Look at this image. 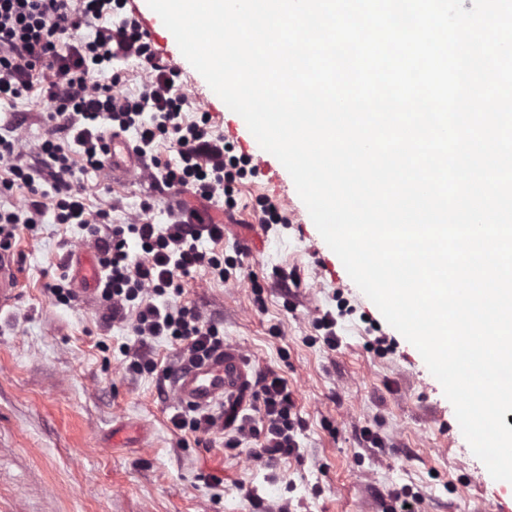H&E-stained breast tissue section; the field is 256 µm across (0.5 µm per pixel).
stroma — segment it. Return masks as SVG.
<instances>
[{
	"mask_svg": "<svg viewBox=\"0 0 512 512\" xmlns=\"http://www.w3.org/2000/svg\"><path fill=\"white\" fill-rule=\"evenodd\" d=\"M48 105L38 95L0 102V128L21 122L40 140ZM238 188L224 217L225 257L241 258L229 280L197 270L180 305L199 308L252 360L288 380L304 427L299 457L255 458V441L225 447V433L174 430L172 386L126 371L128 325L102 307L55 304L48 286L72 277L75 251L93 238L45 212L16 229L21 298L0 313V512H386L392 490L419 496L420 512H485L512 485L494 480L473 454L452 404L418 350L390 326L325 243L281 164ZM267 195L293 198L290 228L265 229L254 210ZM90 214L126 223L153 199L155 223L173 197L110 170L84 180ZM335 317L327 346L317 317ZM396 342L379 351L377 337ZM378 433L383 447L363 439ZM223 478L214 486L207 475Z\"/></svg>",
	"mask_w": 512,
	"mask_h": 512,
	"instance_id": "1",
	"label": "stroma"
}]
</instances>
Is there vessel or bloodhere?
Listing matches in <instances>:
<instances>
[{
    "instance_id": "obj_1",
    "label": "vessel or blood",
    "mask_w": 512,
    "mask_h": 512,
    "mask_svg": "<svg viewBox=\"0 0 512 512\" xmlns=\"http://www.w3.org/2000/svg\"><path fill=\"white\" fill-rule=\"evenodd\" d=\"M112 156L108 166L113 176L128 177L141 167L131 142L124 136L111 140ZM79 269L75 293L79 300L92 304L99 300L100 270L86 251L75 255ZM19 259L14 250L0 248V311L12 307L20 294ZM256 371L240 348L232 343L201 363L181 370L176 376L175 397L179 404L206 409L220 404L225 421H232L243 408Z\"/></svg>"
}]
</instances>
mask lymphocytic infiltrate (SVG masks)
<instances>
[{
	"mask_svg": "<svg viewBox=\"0 0 512 512\" xmlns=\"http://www.w3.org/2000/svg\"><path fill=\"white\" fill-rule=\"evenodd\" d=\"M84 27L93 29V37L80 36ZM132 59L142 72L133 97L118 89L122 65ZM182 76L181 68L158 54L129 0H0V100L36 92L50 104L45 139L26 145L19 135H0V193L17 187L30 193L27 219L0 211V248L12 247L19 222L38 223L47 196L40 184L49 182L56 223L79 225L94 238L104 305L139 338L125 350L128 371H158L167 381L224 344L216 323L173 299L196 269L224 275L223 253L199 247L205 238L224 240V226L209 220V210L233 211L235 183L257 171L251 156L225 142L211 112L201 109L187 117ZM128 131L136 134L141 177L166 193L191 192L198 206L171 212L162 225L149 219L148 202L124 224L108 223L103 211L90 219L83 177L105 168L107 134ZM163 142L175 149L177 162L159 156ZM73 145L83 157L77 168L69 158ZM132 239L141 248L135 260L128 252ZM159 337L177 344L175 365L159 367L148 353V340ZM229 424L228 447L254 438L259 455L299 453L296 436L303 422L287 379L277 371L260 375L251 400Z\"/></svg>",
	"mask_w": 512,
	"mask_h": 512,
	"instance_id": "f902f5d3",
	"label": "lymphocytic infiltrate"
}]
</instances>
